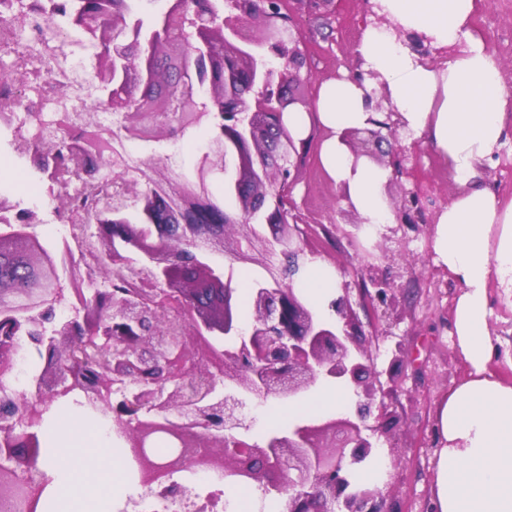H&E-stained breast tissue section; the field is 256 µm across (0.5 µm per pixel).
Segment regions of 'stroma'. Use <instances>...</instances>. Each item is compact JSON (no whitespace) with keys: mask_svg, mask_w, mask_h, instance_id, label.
<instances>
[{"mask_svg":"<svg viewBox=\"0 0 512 512\" xmlns=\"http://www.w3.org/2000/svg\"><path fill=\"white\" fill-rule=\"evenodd\" d=\"M289 9L303 37L309 77L301 84L300 93L308 102H315L321 83L339 71L361 75L355 47L368 23L369 0H316L308 8L293 2ZM472 25L499 60L502 80L512 89V0H482ZM86 46L82 31L76 29L57 51L59 70L79 84L93 74L85 61ZM154 147L158 165L188 171L203 145L198 131L191 130L176 139L156 141ZM402 166L404 175L389 176V192L399 194L401 188H413L420 178H428L433 187L422 201L429 215H437L459 190L430 145L417 143L415 151L403 157ZM29 180L42 187L47 184L29 155L16 150L12 133L0 134V190L7 192L18 208L37 214L39 222L31 226V233L47 249L67 247L68 272L84 275L87 263L104 254L96 229H89L84 243L52 235L51 211L58 202L46 194L27 195L25 183ZM291 206L318 242L317 258L327 268L338 270L351 290L361 288L368 276L366 263L372 260L385 289L394 295L389 310L394 324L389 335L379 337L372 349L375 367L383 373L389 368L394 347H402L405 355L394 378L383 381L389 413L381 424L379 454L386 469L379 485L389 512H428L439 444L436 404L468 374L450 338L460 286L433 263L431 226L406 230L399 246L386 240L385 229L361 228L344 188L324 171L318 153H311L293 188ZM489 296L493 311L490 328L497 342L490 368L498 377L512 381V296L497 287L490 288Z\"/></svg>","mask_w":512,"mask_h":512,"instance_id":"obj_1","label":"stroma"}]
</instances>
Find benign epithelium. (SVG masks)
<instances>
[{
	"mask_svg": "<svg viewBox=\"0 0 512 512\" xmlns=\"http://www.w3.org/2000/svg\"><path fill=\"white\" fill-rule=\"evenodd\" d=\"M221 3L218 12L211 0H167L147 25L119 0H97V15L106 22L73 20L103 47L92 83L100 104L123 116L124 138L154 141L213 130L190 177L142 163L129 178L126 160L95 114H83L69 154L80 166L93 154L112 161L127 203L101 206L95 224L112 269L138 266L134 293H112L104 309L89 295L94 278L75 281V314L54 320V306L65 300L64 289L54 287L61 279L56 256L19 229L39 223L36 213L0 197V260L20 261L31 272L20 306L11 301L16 288L0 279V500L16 512H40L51 477L33 429L53 403L76 390L111 418L148 494L162 486L171 497H186L185 487L169 479L197 467L284 494L288 512H386L382 489L351 486L348 471L378 447L380 427L367 419L388 414L372 340L364 337L354 307L376 316L391 298L373 264L370 282L377 290L364 287L353 302L349 284L342 283L331 302L334 321L322 319L295 287L300 262L312 252L283 191L293 188L295 168L312 145V136L296 137L284 121L291 104L311 110L307 101L286 97L304 80L301 33L282 12L281 0H252L247 7L240 0ZM256 21L263 22L259 37ZM268 54L286 60L285 66L269 68ZM202 67L209 73L203 89L192 78ZM376 109L380 117L370 127L349 129L341 140L354 160L366 157L399 173L406 148L385 151L382 144L397 139L402 119L391 104L379 101ZM36 139L35 149L19 139L16 150L30 153L55 184L60 144ZM228 159L234 175L224 189L235 203L226 208L212 199L210 183ZM392 203V234L429 224L418 194L403 188ZM255 217L271 227L272 238L255 232ZM214 253L241 263L257 260L266 270L245 329L237 320L234 289L207 261ZM23 336L35 339L57 367L34 374L18 392L11 380ZM195 342L206 347L211 364L190 362ZM86 345L110 350L112 357L92 373L79 370L73 362ZM321 377L353 384L364 398L357 419L299 424L260 443L248 439L246 399L299 400ZM158 435L171 443L163 456L152 450Z\"/></svg>",
	"mask_w": 512,
	"mask_h": 512,
	"instance_id": "benign-epithelium-1",
	"label": "benign epithelium"
}]
</instances>
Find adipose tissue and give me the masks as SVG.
I'll list each match as a JSON object with an SVG mask.
<instances>
[{"instance_id": "ef3b65f1", "label": "adipose tissue", "mask_w": 512, "mask_h": 512, "mask_svg": "<svg viewBox=\"0 0 512 512\" xmlns=\"http://www.w3.org/2000/svg\"><path fill=\"white\" fill-rule=\"evenodd\" d=\"M383 25H368L355 48L367 77L323 82L313 113L285 116L296 134L311 119L332 130L319 148L320 163L364 227L393 221L384 192L390 170L354 162L340 132L366 127L375 115L371 77H378L402 114L409 139L429 142L447 162L462 190L440 210L433 230L434 263L461 290L453 307L452 344L469 368L436 409L440 448L435 464L431 512H512V382L489 370L496 345L490 331L489 289L512 294V203H502L479 179L480 164L512 136L506 107L512 101L500 64L470 26L478 0H371ZM425 34L435 46L459 45L458 53L434 65L398 41L396 29ZM338 271L306 260L301 282L308 298L322 305L338 285ZM349 387L324 383L300 404H281L270 420L284 426L298 417L348 406ZM47 468L54 476L58 512H110L123 493L121 467L106 443H93L71 412H59L46 437Z\"/></svg>"}]
</instances>
